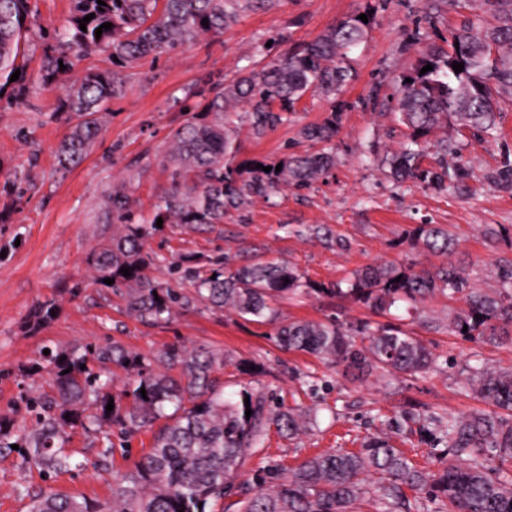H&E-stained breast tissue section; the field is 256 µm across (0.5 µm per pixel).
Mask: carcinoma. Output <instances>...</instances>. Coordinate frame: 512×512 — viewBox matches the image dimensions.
Masks as SVG:
<instances>
[{
    "label": "carcinoma",
    "mask_w": 512,
    "mask_h": 512,
    "mask_svg": "<svg viewBox=\"0 0 512 512\" xmlns=\"http://www.w3.org/2000/svg\"><path fill=\"white\" fill-rule=\"evenodd\" d=\"M74 0L71 27L45 55L41 79H62L92 51L118 59L114 68L88 71L69 89L65 110L74 117L56 150L58 166L77 165L100 134L108 104L127 83L126 70L162 53L188 49L206 35L220 36L245 12L267 8L277 0ZM493 22L470 21L449 32L448 49L425 52L400 79L393 110L405 140L393 152L369 149L373 162L400 183L412 180L434 192L463 189L474 177V166L463 145L446 136L431 142L439 130H467L490 143L499 137L497 115L501 102L512 96V0H478ZM95 18L81 30L79 20ZM29 0H0V91L25 79L10 81L23 66L17 64L32 34ZM208 19V25L201 24ZM368 22L349 15L326 28L311 43L301 44L272 58L260 70H250L208 91L188 90L185 100L206 96L202 106L184 104L194 120L171 134L168 161L173 166L171 187L147 216L133 208L123 185L112 188L102 201L112 220V238L93 249L88 264L93 281L125 289L127 310L151 322L169 320L177 310L195 305L232 310L242 319L264 323L276 316L275 305L310 293L350 299L374 315H384L399 303L417 305L443 296L463 302L448 309L445 327L456 336L489 345H512V263L496 267L498 285L479 288L452 261L431 269L414 261L382 263L358 270L345 280L314 284L290 264L252 263L230 266L226 260L201 270L190 255L169 259L145 251L146 243L165 224L197 228L222 224L224 216L246 202L266 198L283 186L306 188L336 164V138L342 120L337 96L355 77L351 53L369 34ZM109 22L111 29L95 32ZM464 70L455 72L452 64ZM64 69H59V64ZM433 70L421 73L426 65ZM332 104L323 123L304 127L300 137L323 144L311 152L292 151L279 159L280 171L265 172L258 161L237 165L242 125L261 138L288 123V115L307 94ZM244 103L248 110L236 111ZM277 162V163H279ZM263 163V166H277ZM483 180L512 192V160L505 158L483 170ZM413 246L451 254L454 241L440 224H420ZM190 284L179 288L148 275L151 267ZM127 268L125 276L120 269ZM281 347L311 354L347 369L381 379L417 377L433 370L435 358L412 333L391 323L359 320L288 321L279 326ZM110 362L131 373L118 392L111 380L85 367L88 359ZM57 396L29 400L35 415L33 429L9 442L11 432L0 420V447L17 444L44 474L66 472L67 429L94 424L119 427L125 439L136 431L165 420L148 453L134 470L112 488V500L93 506L86 500L53 492L31 497L27 512H362L366 486L373 489L376 512H396L405 490L420 491L440 504L438 512H512V475L490 462L512 460V368L469 365L462 387L493 406L466 416L427 417L444 450L436 468H417L392 444V437L372 436L356 451L336 449L309 457L294 469H278L275 476L251 492L238 478L245 461L261 453L271 427L293 439L310 430L316 419L306 413L283 411L260 395L247 391L234 400L225 396L212 374L228 362L226 356L183 346H171L148 359L118 343L110 348L86 345L83 350L56 351L44 356ZM146 394H141L140 389ZM113 410L106 412L108 401ZM96 415H87L89 405ZM252 410L246 415V410Z\"/></svg>",
    "instance_id": "cac0c4a2"
}]
</instances>
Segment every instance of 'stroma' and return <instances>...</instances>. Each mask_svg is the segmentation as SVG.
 Instances as JSON below:
<instances>
[{
    "label": "stroma",
    "instance_id": "stroma-1",
    "mask_svg": "<svg viewBox=\"0 0 512 512\" xmlns=\"http://www.w3.org/2000/svg\"><path fill=\"white\" fill-rule=\"evenodd\" d=\"M30 6L35 36L25 81L20 91L0 96V418L12 432L31 428L34 418L26 401L49 390L47 373L29 372L45 350L115 342L147 358L172 345L227 353L233 362L216 377L228 391L245 389L281 408L315 415L313 431L298 439L269 430L266 452L247 460L242 470L240 481L251 489L256 476H269L275 468L295 467L333 448H359L365 437L390 431L403 412L444 416L483 409L482 401L460 389L458 373L475 361L512 367V346L426 330L421 317L445 319L447 299L426 300L415 310L403 304L392 309L390 322L421 339L438 366L387 383L373 375L356 378L276 342L282 321L369 318L368 309L354 301L318 294L284 300L277 305L276 321L266 324L201 305L149 323L130 316L120 294L95 284L87 263L91 249L112 235L101 202L115 184L125 183L135 209L146 214L170 188L169 135L192 118L180 104L187 89L253 68L258 44H267L273 58L314 40L339 19L370 9L375 21L353 52L357 75L341 94L335 168L307 189L283 187L256 199L223 223L201 230L163 226L149 249L166 256L191 253L206 263L283 260L310 282L324 284L373 264L412 259L430 268L449 258L482 284L489 270L512 262V195L479 175L503 154H512V109L501 115L504 135L498 143L466 138L464 154L474 159L478 172L467 193L436 195L411 182L396 188L386 172L366 162L370 141L395 150L403 140L391 114L401 77L424 51L446 47L449 32L463 20L480 22L479 7H453L448 0H278L271 8L242 14L223 35L132 69L84 161L62 173L55 150L70 127L64 90L42 83L39 68L45 48L70 25L71 0H31ZM330 110L326 99L308 96L288 124L263 139L241 133L238 162L277 161L301 127L322 122ZM420 224L447 226L456 243L451 257L412 248L410 234ZM318 225L329 227L344 247H327L311 235ZM48 301L55 304L54 316L32 326L34 309ZM151 444L147 429L129 438L127 450L111 451L97 427L78 426L70 432V471L51 477L27 463L23 451L0 448V512H26L31 496L41 491L105 503L115 480L129 474Z\"/></svg>",
    "mask_w": 512,
    "mask_h": 512
}]
</instances>
